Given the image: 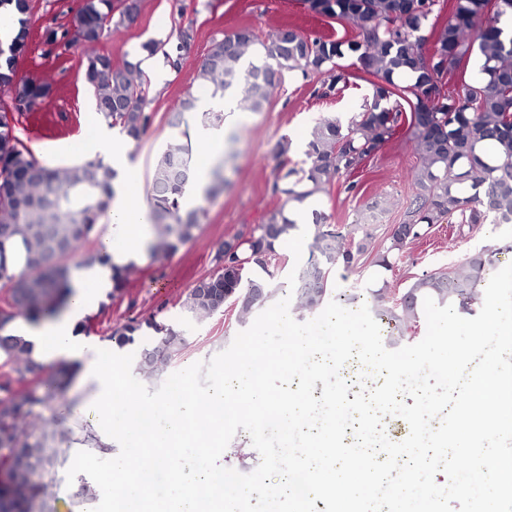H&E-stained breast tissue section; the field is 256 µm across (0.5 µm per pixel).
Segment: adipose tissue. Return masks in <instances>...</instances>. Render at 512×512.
Here are the masks:
<instances>
[{
    "instance_id": "obj_1",
    "label": "adipose tissue",
    "mask_w": 512,
    "mask_h": 512,
    "mask_svg": "<svg viewBox=\"0 0 512 512\" xmlns=\"http://www.w3.org/2000/svg\"><path fill=\"white\" fill-rule=\"evenodd\" d=\"M89 136L96 154L117 172V192L108 208L109 232L102 237L100 247L115 264L139 261L145 254L151 229L150 210L139 200V175L123 165L122 146L113 140L104 122L92 120ZM110 288V281L93 272H79L57 318L39 325L23 320L13 323L16 334L31 343L35 361L43 365H72L81 382L96 386L97 399L62 407L61 419L80 414L96 426L103 419L100 401L111 396L115 382L112 362L98 356L96 347L84 337L82 325Z\"/></svg>"
}]
</instances>
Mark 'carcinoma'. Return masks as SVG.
<instances>
[{"label":"carcinoma","instance_id":"1","mask_svg":"<svg viewBox=\"0 0 512 512\" xmlns=\"http://www.w3.org/2000/svg\"><path fill=\"white\" fill-rule=\"evenodd\" d=\"M80 0L69 25L46 30L45 53L72 42L84 46L101 40L111 27L131 23L139 0ZM316 15L336 18L356 28L354 37L334 40L306 37L288 27L261 44L257 61L244 65L256 45L248 28L239 29L212 44L196 74L198 85L212 97L225 95L224 76L263 73L268 87L276 85L282 71L325 75L317 89L321 98L337 95L349 84L340 60L349 53L373 77L372 102L347 124L323 117L312 127L306 144L307 168L276 176L272 194L284 204L264 214L250 232L224 242L215 256L216 270L199 278L182 300V308L195 320L205 321L224 310V296L239 298L238 320L250 318L253 309L277 293L271 278L250 271H268L277 245L298 229L286 215L285 205L301 203L329 190L335 179L352 174L362 160L389 142L398 129L408 126L416 141L420 164L414 173L416 194L407 205L398 229L379 244L372 264L391 268V259L436 224L457 219L470 229L494 221L502 211H512V30L504 31L502 18L512 16V0H455L452 15L435 35L433 51H425L421 31L439 18V0H307ZM29 0H0V13L9 12L19 24L14 37L0 41V86L11 96L0 101V281L8 291L0 305V512H33L39 499L49 498L57 459L43 454L50 441L64 444L69 433L56 428L41 410L67 404L63 389L73 371L62 367L54 379H41L44 367L32 357V346L11 332L15 318L23 315L38 323L56 316L70 293V271L63 261L80 251L98 234V226L116 194V172L102 160H88L66 168L40 164L13 134L18 118L38 111L50 97L51 86L17 74L19 58L29 52L25 15ZM194 43L193 31H178L163 55L169 68L180 72ZM483 59L484 79L446 90L441 79L460 68L473 51ZM142 60H126L119 67L112 57L97 52L85 55L83 79L95 92L99 114L110 127H118L134 141L153 120L146 111L145 73ZM268 93L243 89L239 108L259 111ZM195 179L189 143L170 142L156 157L151 176V221L155 240L148 253L160 260L175 253L195 237L199 214L186 211L182 199ZM316 227L312 257L298 274L294 293L301 310L319 308L331 293V280L340 264L350 266L364 254L374 235L369 224H354L346 235L336 234L328 216L312 212ZM24 253L20 272L8 268L6 253ZM490 255L470 253L458 266L425 274L406 292L410 300L387 305L384 289L371 292V304L398 330L415 325L423 299L466 313L481 296ZM130 263L112 265V288H126ZM153 330L152 341L140 348L136 369L145 382L166 373L185 348L181 330L157 321L131 319L113 328L112 340L132 345L143 328ZM31 378L36 385L14 388L17 379Z\"/></svg>","mask_w":512,"mask_h":512}]
</instances>
